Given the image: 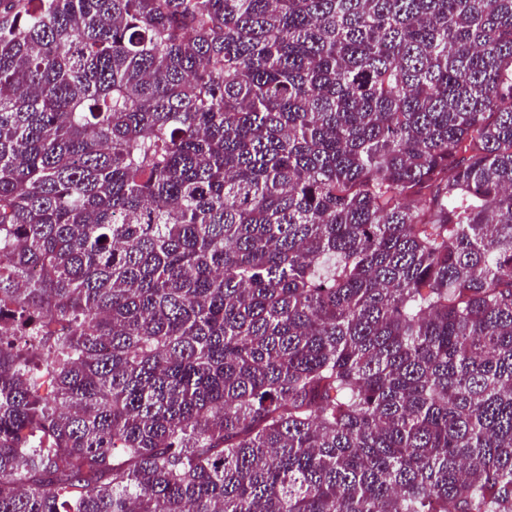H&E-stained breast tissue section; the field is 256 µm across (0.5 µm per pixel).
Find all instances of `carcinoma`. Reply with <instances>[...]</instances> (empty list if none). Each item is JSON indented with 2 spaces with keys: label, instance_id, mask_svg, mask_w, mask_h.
<instances>
[{
  "label": "carcinoma",
  "instance_id": "obj_1",
  "mask_svg": "<svg viewBox=\"0 0 512 512\" xmlns=\"http://www.w3.org/2000/svg\"><path fill=\"white\" fill-rule=\"evenodd\" d=\"M0 512H512V0H0Z\"/></svg>",
  "mask_w": 512,
  "mask_h": 512
}]
</instances>
